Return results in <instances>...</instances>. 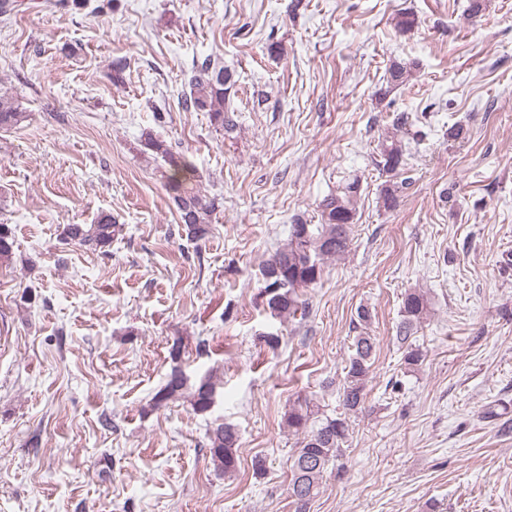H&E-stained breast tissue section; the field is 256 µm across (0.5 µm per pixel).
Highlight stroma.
<instances>
[{
    "mask_svg": "<svg viewBox=\"0 0 512 512\" xmlns=\"http://www.w3.org/2000/svg\"><path fill=\"white\" fill-rule=\"evenodd\" d=\"M468 2L18 0L0 15V94L29 113L0 130L16 240L0 262V512H295L284 416L300 407L349 424L308 512H512V0L474 19ZM208 55L235 74L229 134L182 108ZM395 60L413 73L390 91ZM402 114L411 184L388 209L376 162ZM145 129L221 197L205 240H188ZM355 179L349 252L280 324L261 262ZM102 214L123 226L108 252L62 241ZM411 288L431 308L414 370L396 340ZM362 307L376 348L348 413ZM176 366L217 378L210 413L152 408ZM219 418L240 436L229 478L207 445Z\"/></svg>",
    "mask_w": 512,
    "mask_h": 512,
    "instance_id": "obj_1",
    "label": "stroma"
}]
</instances>
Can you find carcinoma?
<instances>
[{
    "label": "carcinoma",
    "instance_id": "carcinoma-1",
    "mask_svg": "<svg viewBox=\"0 0 512 512\" xmlns=\"http://www.w3.org/2000/svg\"><path fill=\"white\" fill-rule=\"evenodd\" d=\"M409 68L401 62H393L387 71V84L391 89L402 86ZM236 84L234 72L224 66L220 58L208 55L194 64V75L185 97L184 107L188 112H206L211 124L227 133L236 127L228 101L231 89ZM29 118L22 101L0 97V129L17 127ZM143 148L160 157L173 170L168 187L171 202L187 237L200 241L211 232V217L221 206L215 196L204 194L192 183L195 167L185 157L174 154L165 141L152 131L141 135ZM377 166L395 178V182L382 190L384 207L393 208L398 194L408 179L404 174V146L397 135H389L381 143L380 161ZM359 183L348 184L339 194L326 196L318 205L320 222L305 224L297 219L290 225L288 243L278 248L263 261L260 267L261 289L265 297L263 306L275 318H288L303 307L298 290L317 284L327 261L343 256L350 247V226L356 212ZM123 231L122 225L110 214H102L92 224H67L62 239L87 250L107 252L113 239ZM15 235L8 224H0V261H9L14 254ZM428 314V300L421 291H409L403 299L402 320L396 339L404 347V363L416 366L422 361L419 348L409 343L412 331ZM375 338L361 332L354 338V354L345 367L342 383V403L350 411L362 408L365 387L375 351ZM216 385L209 377L190 381L185 373L175 367L165 385L154 395L153 403L160 406L170 400L185 399L196 414L210 412L216 398ZM312 412L292 409L285 415L288 430L301 436L299 448L293 458L289 497L293 499L296 512H307L329 463L341 455V445L347 433L348 423L341 417L325 416L311 422ZM210 453L216 468L231 474L237 468L238 434L231 424L219 423L208 432Z\"/></svg>",
    "mask_w": 512,
    "mask_h": 512
}]
</instances>
